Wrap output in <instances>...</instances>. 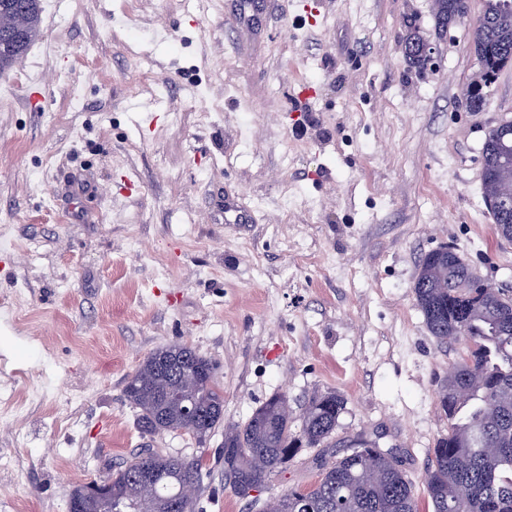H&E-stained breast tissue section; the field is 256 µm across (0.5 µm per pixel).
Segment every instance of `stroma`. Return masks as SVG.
I'll return each mask as SVG.
<instances>
[{
    "mask_svg": "<svg viewBox=\"0 0 512 512\" xmlns=\"http://www.w3.org/2000/svg\"><path fill=\"white\" fill-rule=\"evenodd\" d=\"M41 32L0 73V512H66L73 487L141 448L202 463L195 512H260L364 437L423 495L448 431L454 351L412 285L451 246L512 291V245L483 197L488 131L512 120V67L481 111L468 20L435 0H42ZM418 27L433 50L411 66ZM234 199L252 220L224 221ZM196 349L224 388L205 440L141 434L124 397L154 350ZM344 400L332 438L259 495L224 486V429L276 393ZM439 11L435 14L436 26L447 28L448 25L460 21L466 17V0H438Z\"/></svg>",
    "mask_w": 512,
    "mask_h": 512,
    "instance_id": "obj_1",
    "label": "stroma"
}]
</instances>
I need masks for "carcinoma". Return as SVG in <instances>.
<instances>
[{
  "mask_svg": "<svg viewBox=\"0 0 512 512\" xmlns=\"http://www.w3.org/2000/svg\"><path fill=\"white\" fill-rule=\"evenodd\" d=\"M436 26L446 28L467 14V0H437ZM23 29L0 42V71L22 57L39 34V0H0V20ZM470 37L481 62V85L466 90L467 107L479 109L485 88L512 65V15L499 11L498 0H484ZM423 41L405 42L407 57L419 68L427 65ZM512 143L491 129L482 148L483 177L500 174L505 146ZM413 293L425 325L440 343L459 347L449 368L448 383L439 394V410L448 420V433L430 450L423 483L433 512H512V295L485 286L462 255L448 260L435 250L419 266ZM175 363L192 374L207 375L197 389L201 415L188 421L167 400L176 389L177 374L158 379L159 368ZM126 400L138 410V426L149 435L188 432L208 436L224 420V392L210 359L194 348L173 344L148 355L128 377ZM344 402L334 392L313 395L299 421L288 411V398L274 394L242 425L224 430V483L245 498L261 490L305 445L318 447L336 429ZM393 456L360 439L350 453L321 462L318 481L292 487L272 497L274 512H419L414 483ZM143 471L154 475L155 486L143 490ZM202 463L143 449L109 473L126 512H157L172 502L176 512H194L193 500L179 501L180 487L199 486ZM471 489L461 501L456 490Z\"/></svg>",
  "mask_w": 512,
  "mask_h": 512,
  "instance_id": "cac0c4a2",
  "label": "carcinoma"
}]
</instances>
